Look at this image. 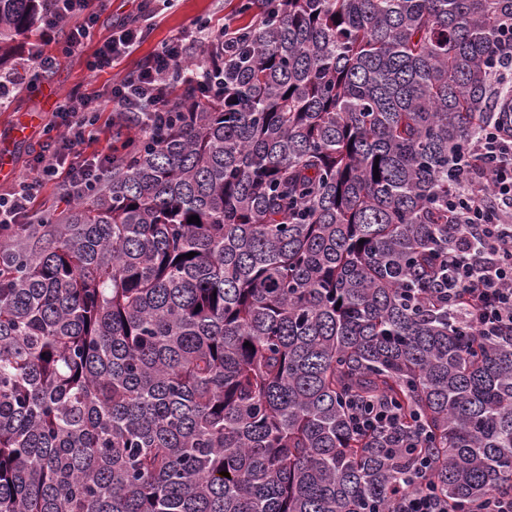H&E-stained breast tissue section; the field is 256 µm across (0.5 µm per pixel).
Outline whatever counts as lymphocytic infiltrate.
I'll list each match as a JSON object with an SVG mask.
<instances>
[{"mask_svg": "<svg viewBox=\"0 0 512 512\" xmlns=\"http://www.w3.org/2000/svg\"><path fill=\"white\" fill-rule=\"evenodd\" d=\"M110 0H52L42 16L38 42L29 44L28 88L37 91L62 57L91 40ZM208 41L207 23L194 22L189 36H176L140 60L134 70L107 87L103 96L115 111L148 112L152 122H168L170 97L166 87L174 71L185 68L186 38ZM140 39L136 26L125 25L103 42L87 65L96 72L130 55ZM490 67L495 96L512 95V23L504 26ZM99 97L62 95L49 135L33 157V174L0 192V224H26L34 202L50 183L70 191L93 192L112 165V154L98 150L106 128L99 122ZM448 192L455 231L448 240V279L441 284L449 314L470 333L496 338L512 336V109L499 113L493 124L457 150ZM356 431H383L399 425L397 408L382 402H355L350 413ZM413 488L395 493L396 512H448L439 495L434 468L427 456L410 465Z\"/></svg>", "mask_w": 512, "mask_h": 512, "instance_id": "1", "label": "lymphocytic infiltrate"}]
</instances>
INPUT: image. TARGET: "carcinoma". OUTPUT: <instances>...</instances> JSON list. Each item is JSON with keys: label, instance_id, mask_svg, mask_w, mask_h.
Returning <instances> with one entry per match:
<instances>
[{"label": "carcinoma", "instance_id": "1", "mask_svg": "<svg viewBox=\"0 0 512 512\" xmlns=\"http://www.w3.org/2000/svg\"><path fill=\"white\" fill-rule=\"evenodd\" d=\"M270 2L224 96L112 114L100 188L0 235V512H394L352 397L448 506L512 492V339L433 293L512 0ZM47 8L0 0V79ZM398 410L392 404L356 401L350 413L352 429L365 432L391 430L400 423Z\"/></svg>", "mask_w": 512, "mask_h": 512}]
</instances>
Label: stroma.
I'll return each mask as SVG.
<instances>
[{
	"label": "stroma",
	"mask_w": 512,
	"mask_h": 512,
	"mask_svg": "<svg viewBox=\"0 0 512 512\" xmlns=\"http://www.w3.org/2000/svg\"><path fill=\"white\" fill-rule=\"evenodd\" d=\"M241 6L242 0H112L110 9L99 20L92 41L81 52L61 60L47 75L42 92L33 93L19 87L13 92L11 108L0 111V142L10 141L12 148V177L0 179V191L10 187L12 179L28 174L31 160L43 140V128L51 119L56 95L103 91L133 70L141 58L188 30L195 21L205 20L215 26L226 21L249 22L250 16ZM134 17L139 18L142 27L136 50L112 69L89 71L86 61L97 43L108 39L124 21Z\"/></svg>",
	"instance_id": "obj_1"
}]
</instances>
